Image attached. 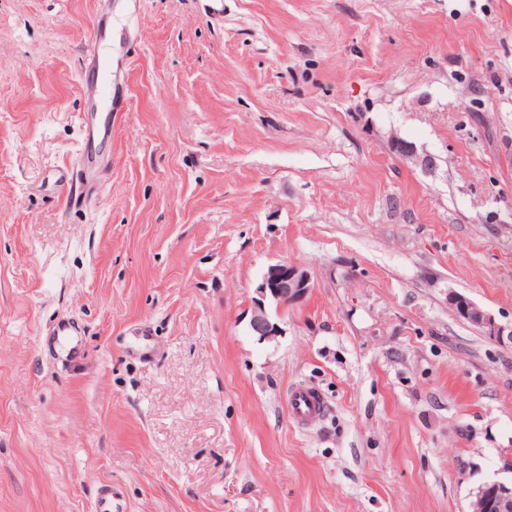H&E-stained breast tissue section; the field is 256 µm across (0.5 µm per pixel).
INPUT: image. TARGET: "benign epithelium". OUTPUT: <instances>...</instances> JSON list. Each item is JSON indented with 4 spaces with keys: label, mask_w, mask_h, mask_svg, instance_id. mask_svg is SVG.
Instances as JSON below:
<instances>
[{
    "label": "benign epithelium",
    "mask_w": 512,
    "mask_h": 512,
    "mask_svg": "<svg viewBox=\"0 0 512 512\" xmlns=\"http://www.w3.org/2000/svg\"><path fill=\"white\" fill-rule=\"evenodd\" d=\"M310 288L311 278L303 267L288 261L269 265L252 300L251 328L264 339L278 335L280 326L267 313L266 300L287 305L301 300ZM448 303L460 318L484 329L489 337L512 344V324L497 323L486 310L453 290L448 291ZM492 507L496 512H512V478L487 481L477 486L470 512H488Z\"/></svg>",
    "instance_id": "obj_1"
}]
</instances>
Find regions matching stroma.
<instances>
[{
  "label": "stroma",
  "instance_id": "35a3bbf8",
  "mask_svg": "<svg viewBox=\"0 0 512 512\" xmlns=\"http://www.w3.org/2000/svg\"><path fill=\"white\" fill-rule=\"evenodd\" d=\"M452 290L512 323V0H0V512H469L512 346ZM311 288V278L303 267L288 261H281L267 267L261 283L255 289L251 328L261 338H272L280 333V326L272 322L266 310V300L276 301L279 305H288L305 297ZM448 303L460 318L483 328L489 337L497 342L504 343L506 340L512 344V324L503 325L497 323L495 318L486 310L470 298L453 290L448 293ZM55 336L63 346L66 356L73 362L82 357V346L78 336H81L78 328L70 322H62L58 325ZM288 406L294 423L300 427L316 424L327 409L324 397L317 388L300 384L291 388Z\"/></svg>",
  "mask_w": 512,
  "mask_h": 512
}]
</instances>
